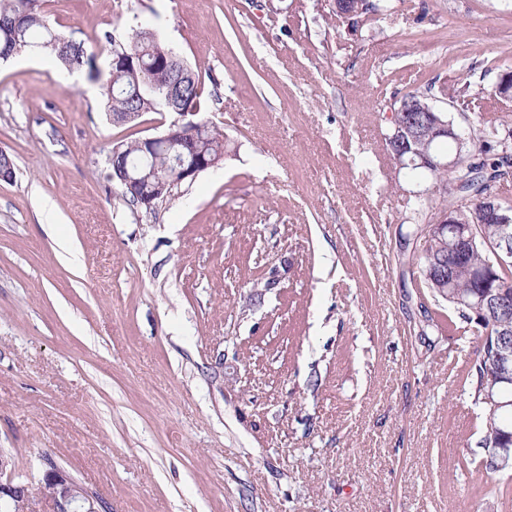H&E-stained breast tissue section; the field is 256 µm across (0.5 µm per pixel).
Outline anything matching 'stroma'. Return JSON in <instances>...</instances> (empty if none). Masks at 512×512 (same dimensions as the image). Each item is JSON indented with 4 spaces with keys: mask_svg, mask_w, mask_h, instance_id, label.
Listing matches in <instances>:
<instances>
[{
    "mask_svg": "<svg viewBox=\"0 0 512 512\" xmlns=\"http://www.w3.org/2000/svg\"><path fill=\"white\" fill-rule=\"evenodd\" d=\"M349 28L331 0H52L96 50L143 23L211 73L228 151L147 213L109 178L112 124L85 73L0 63V449L109 512H512L460 471L485 455L463 394L476 326L448 332L409 242L431 180L386 149L389 107L482 98L512 69V0H393Z\"/></svg>",
    "mask_w": 512,
    "mask_h": 512,
    "instance_id": "35a3bbf8",
    "label": "stroma"
}]
</instances>
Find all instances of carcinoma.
I'll list each match as a JSON object with an SVG mask.
<instances>
[{"mask_svg": "<svg viewBox=\"0 0 512 512\" xmlns=\"http://www.w3.org/2000/svg\"><path fill=\"white\" fill-rule=\"evenodd\" d=\"M45 0H0V58L15 57L19 50L44 54L54 58L70 70L85 71L90 81L98 84L107 114L114 112H172L169 106V87L178 85L174 101L180 107L201 111L205 93V76L189 67L181 69L183 60L172 59L171 50L160 42L157 35L147 28L133 31L126 51L133 55L123 69L112 66V36H105V45L98 51H87L84 44L74 40L65 45L56 42V34L48 27L44 10ZM509 128L508 120L499 118L493 123L477 121L473 135L461 147L465 155L476 157L472 169L460 168L453 181L463 183L472 193L471 205L455 209L448 200V171H430L434 187L442 194L444 209L452 210L457 223L470 224L478 229L475 248L459 261L448 249V237L437 235L418 259V273L429 294L437 301L448 304L455 318L443 327L453 330L462 325H476L481 336L474 352V359L465 380L463 392L481 404L485 410L481 420V447L485 456L480 465L489 473L499 471L497 448H512V386L499 383L494 369L495 351L502 345L512 344V302L477 314L470 305L458 301L466 295L476 301L480 273L486 272L488 284L494 287L509 283L512 294V266L491 269L485 266L487 244L496 242L501 234L500 225L486 219L483 174H499L508 164L502 142L503 132ZM187 138L197 141L207 154L223 157L226 151L224 135L206 121H196L186 128ZM182 147L161 142L147 170L155 169L158 175L174 184L179 180L174 158ZM509 402L504 408H493L490 399Z\"/></svg>", "mask_w": 512, "mask_h": 512, "instance_id": "1", "label": "carcinoma"}]
</instances>
